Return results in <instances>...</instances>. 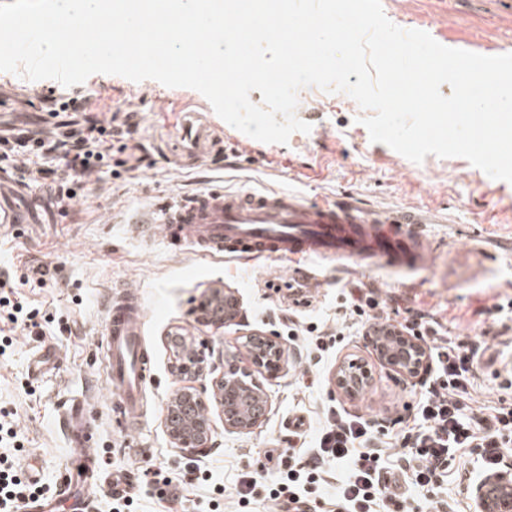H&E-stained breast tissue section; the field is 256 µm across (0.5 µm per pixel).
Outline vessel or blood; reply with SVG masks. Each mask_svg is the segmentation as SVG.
<instances>
[{
    "mask_svg": "<svg viewBox=\"0 0 512 512\" xmlns=\"http://www.w3.org/2000/svg\"><path fill=\"white\" fill-rule=\"evenodd\" d=\"M217 136L198 125L188 154L212 151ZM425 216L407 211H366L349 202L312 203L274 191L210 190L169 201L154 210L153 224L167 241L199 246L210 253L283 257L295 261L294 276L308 277L314 259H375L399 269L426 265L432 242L418 229ZM143 310L135 292L109 304L105 326L106 375L126 418L139 415L140 398L151 379L152 362L141 343ZM71 442L83 458L98 463L94 433L83 406L69 411Z\"/></svg>",
    "mask_w": 512,
    "mask_h": 512,
    "instance_id": "1",
    "label": "vessel or blood"
}]
</instances>
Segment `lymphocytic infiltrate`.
<instances>
[{
  "instance_id": "f902f5d3",
  "label": "lymphocytic infiltrate",
  "mask_w": 512,
  "mask_h": 512,
  "mask_svg": "<svg viewBox=\"0 0 512 512\" xmlns=\"http://www.w3.org/2000/svg\"><path fill=\"white\" fill-rule=\"evenodd\" d=\"M47 101L49 115L83 113L81 128L63 131L51 140L0 137V158L12 161L22 152L52 157V164L37 168L36 174L40 180H52L64 207L76 198L79 181L103 173L119 180L132 171L129 140L135 128L134 112L116 106L111 118L104 120L91 116L90 99L60 102L51 95ZM336 317L361 331L406 332L428 348L433 373L417 406L418 428L403 437L404 447L411 450L406 466L399 469L404 482L433 493L442 470L452 466L457 453L465 448L478 449L482 471L496 469L501 456L512 447V402L500 401L488 418L468 415L465 399L479 351L475 342L444 338L442 324L420 312L400 320L392 318L386 302L375 291L362 288L343 294ZM374 438L371 420L337 409L321 429L316 451L305 465L272 475L279 496L290 505L304 503L319 490L321 463L332 460L346 467L336 489L337 512H392L403 499L382 479L385 452L372 447ZM39 495V489L0 460V512H20L24 503Z\"/></svg>"
}]
</instances>
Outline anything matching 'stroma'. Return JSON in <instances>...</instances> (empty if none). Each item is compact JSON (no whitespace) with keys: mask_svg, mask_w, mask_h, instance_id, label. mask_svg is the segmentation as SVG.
Returning a JSON list of instances; mask_svg holds the SVG:
<instances>
[{"mask_svg":"<svg viewBox=\"0 0 512 512\" xmlns=\"http://www.w3.org/2000/svg\"><path fill=\"white\" fill-rule=\"evenodd\" d=\"M388 19L404 29L435 31L441 42L479 54L512 53V0H381ZM0 129L31 135L45 130L47 115L25 98L51 92L89 98L105 108L124 105L137 113L132 140L143 162L125 181L102 175L79 190L68 210L55 205L45 187L20 185L7 170L0 189L26 221L0 228V277L15 286L9 299L36 310L31 329L10 322L0 306V336L12 339L0 356V423L16 438L0 441V459L49 491L74 452L61 426L66 408L87 405L94 417L101 469L90 493L89 512H113L112 483L128 477L133 503L124 512H277L267 491L238 495L244 473L259 476L280 468L289 448L312 447L317 430L336 406L381 423L378 447L399 450L397 438L412 428L422 397L421 381L381 366L366 338L346 337L325 357L303 337L287 340L289 325L314 321L336 328L341 287L373 288L380 298L411 308L443 324L452 339L480 337V353L469 389L470 405L492 414L512 388L499 377L512 362V183L489 178L460 157L427 155L416 164L381 143L371 142L364 110L341 92L305 87L298 92L297 117L310 132L292 133L287 144L243 137L221 153L186 160L178 137L186 112L210 123L217 135L231 127L208 100L189 88L154 80L134 82L94 74L66 87L54 80L31 82L0 74ZM221 186L229 190L289 191L308 198H344L365 209L432 212L425 231L437 247L423 268L396 271L342 259L310 262L321 286L296 304L283 283L291 268L280 258L240 259L207 255L186 244L151 236L130 216L148 206ZM280 280L277 288L269 279ZM138 292L145 314L143 342L154 380L143 393V417L127 429L117 413L118 397L105 381L103 349L107 306L122 285ZM233 289L252 328L284 337L288 374L267 380L271 411L254 432L226 431L213 411L214 445L192 456L175 448L164 428L166 404L183 387L205 389L206 376L172 370L169 334L185 336L208 371L242 351L237 326L203 322L199 307L218 289ZM369 364L373 382L359 398H338L333 374L341 361ZM151 469L170 481L167 491L144 485ZM477 466L463 454L460 466L439 479L445 512H475L471 487Z\"/></svg>","mask_w":512,"mask_h":512,"instance_id":"35a3bbf8","label":"stroma"}]
</instances>
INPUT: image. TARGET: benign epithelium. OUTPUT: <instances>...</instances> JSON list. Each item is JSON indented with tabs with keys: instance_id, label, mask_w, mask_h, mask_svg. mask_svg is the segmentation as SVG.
Returning a JSON list of instances; mask_svg holds the SVG:
<instances>
[{
	"instance_id": "obj_1",
	"label": "benign epithelium",
	"mask_w": 512,
	"mask_h": 512,
	"mask_svg": "<svg viewBox=\"0 0 512 512\" xmlns=\"http://www.w3.org/2000/svg\"><path fill=\"white\" fill-rule=\"evenodd\" d=\"M220 305L224 319L243 320L242 301L230 289L216 290L207 307ZM248 365L232 359L224 360V372L212 379V396L220 409L224 429L250 433L264 422L270 408L269 396L260 377H276L286 371L288 356L279 337L273 333L246 329L241 332ZM381 366L407 378H420L427 373L429 361L423 343L414 336L385 329L368 337ZM176 370L203 374L196 351L185 341L175 342ZM371 368L362 360L342 362L336 369L333 385L337 393L355 398L370 383ZM165 430L175 447L201 453L213 446L215 433L209 417V404L194 387L179 390L167 407ZM478 512H512V462L486 474L473 488Z\"/></svg>"
}]
</instances>
